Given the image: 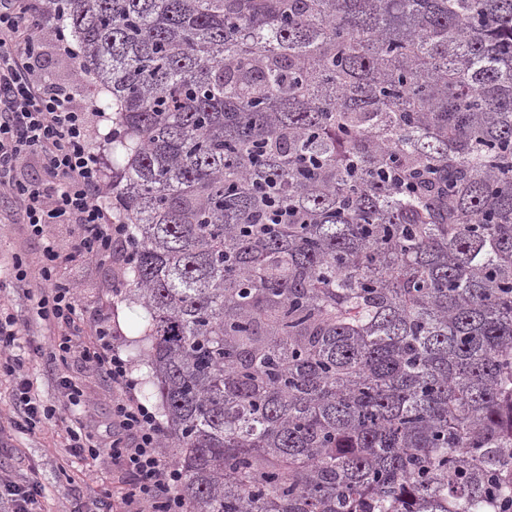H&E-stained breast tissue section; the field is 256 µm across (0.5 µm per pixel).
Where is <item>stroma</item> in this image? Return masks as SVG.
Masks as SVG:
<instances>
[{
    "mask_svg": "<svg viewBox=\"0 0 512 512\" xmlns=\"http://www.w3.org/2000/svg\"><path fill=\"white\" fill-rule=\"evenodd\" d=\"M51 233L62 254L57 271L59 279L76 288V303L85 322L94 321L99 313H110L112 329L131 364L137 391L145 393L150 369L144 309L125 298L111 264L69 259L76 233L74 225H53ZM15 254L33 261L39 254V246L29 238L24 225L0 223V299L18 320L25 337L47 343L49 332L37 323L32 302L11 284L6 264ZM80 378L89 401L87 417L98 433H105L111 421L112 385L90 369L82 370ZM1 472L17 481L37 480L45 487L42 512H110L112 508L117 472L111 460L67 457L59 437L51 431L12 433L7 443L0 445Z\"/></svg>",
    "mask_w": 512,
    "mask_h": 512,
    "instance_id": "35a3bbf8",
    "label": "stroma"
}]
</instances>
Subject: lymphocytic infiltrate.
<instances>
[{"label": "lymphocytic infiltrate", "mask_w": 512, "mask_h": 512, "mask_svg": "<svg viewBox=\"0 0 512 512\" xmlns=\"http://www.w3.org/2000/svg\"><path fill=\"white\" fill-rule=\"evenodd\" d=\"M56 22L46 0H0V196L10 200L33 239L40 243L39 282H32L23 258L12 260L17 288L33 302L36 316L54 337L49 347L23 342L14 316L0 307V372L12 386L10 427L32 433L65 422L69 456L106 457L119 466V485L112 491L114 512H187L180 492L179 468L164 446L165 427L155 410L143 403L130 375V363L115 344L107 320L85 325L73 289L58 284L57 246L51 225L77 224L71 257L101 262L124 252L127 225L116 222L104 189V167L90 148L88 117L94 100H76L71 88L51 81L43 49L75 59L72 46L48 40ZM37 159L38 178L24 179L18 171L21 156ZM90 339L75 344L74 334ZM50 352L60 368L54 373L59 407L45 405L28 374L31 357ZM104 375L112 384V420L108 436L97 437L90 424L75 418L84 393L69 359Z\"/></svg>", "instance_id": "f902f5d3"}]
</instances>
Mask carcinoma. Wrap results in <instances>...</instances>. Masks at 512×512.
Instances as JSON below:
<instances>
[{
  "instance_id": "1",
  "label": "carcinoma",
  "mask_w": 512,
  "mask_h": 512,
  "mask_svg": "<svg viewBox=\"0 0 512 512\" xmlns=\"http://www.w3.org/2000/svg\"><path fill=\"white\" fill-rule=\"evenodd\" d=\"M50 10L188 512L512 502V0Z\"/></svg>"
}]
</instances>
